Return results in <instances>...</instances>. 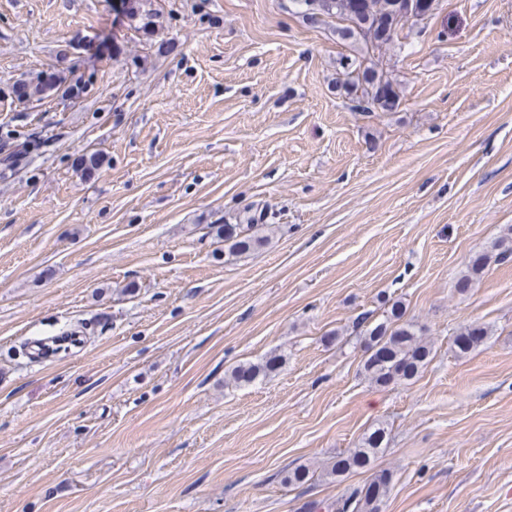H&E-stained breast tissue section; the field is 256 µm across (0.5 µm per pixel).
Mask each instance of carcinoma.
I'll return each instance as SVG.
<instances>
[{"mask_svg": "<svg viewBox=\"0 0 512 512\" xmlns=\"http://www.w3.org/2000/svg\"><path fill=\"white\" fill-rule=\"evenodd\" d=\"M148 0H128L125 17L138 31L155 26L159 10L146 8ZM305 7V15L315 21L321 16L334 17L344 23L341 34L362 45L361 59L346 58L341 61L344 69L342 89L358 99L363 112L380 109L390 111L400 100L396 81L384 63V55L398 36L402 24L414 15L408 0H295ZM71 69L39 71L21 78L12 85L11 93L21 103H41L57 99L77 103L92 85L93 78L71 80ZM38 148L34 140L18 142L13 133L0 135V164L11 169L27 160ZM209 233L224 241L231 255L248 254L270 242L275 225L264 223V213L246 215L237 224H211ZM512 257V232L503 235L491 246V251L481 253L467 261L465 270L457 280L456 288L463 292L477 281L490 261ZM406 307L400 300L392 301L384 320L373 325L365 323V352L363 369L368 378L378 386L398 380H411L430 362L431 349L416 324L404 319ZM488 336L487 328L469 325L454 337L451 348L465 354L479 346ZM282 366L277 354L259 363H245L233 369L231 380L237 385L250 384L257 378L268 376ZM387 444L384 426H378L361 441L360 445L336 456L331 473L365 469ZM391 476L382 473L362 486H351L327 504L329 512H379V504L386 494Z\"/></svg>", "mask_w": 512, "mask_h": 512, "instance_id": "1", "label": "carcinoma"}]
</instances>
